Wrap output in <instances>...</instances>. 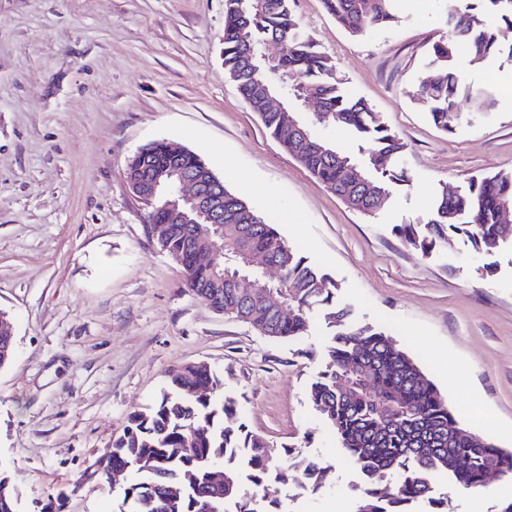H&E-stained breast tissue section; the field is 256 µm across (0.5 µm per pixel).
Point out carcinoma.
Masks as SVG:
<instances>
[{
    "instance_id": "1",
    "label": "carcinoma",
    "mask_w": 512,
    "mask_h": 512,
    "mask_svg": "<svg viewBox=\"0 0 512 512\" xmlns=\"http://www.w3.org/2000/svg\"><path fill=\"white\" fill-rule=\"evenodd\" d=\"M327 12L352 36L394 25V0H323ZM294 0H263L255 6L224 0V73L238 86L250 111L328 191L361 214L379 213L377 202L352 183L356 169L376 181L385 195L403 181L395 161L405 149L402 139L377 123L371 106L347 93L329 56L302 29ZM512 27V0H457L448 17V32L431 47V75L419 87V100L428 118L443 132L459 119L458 103L473 96L455 72L463 50L478 65L500 53L499 23ZM281 46L269 70H257L248 52L268 41ZM286 73L317 94L329 117L323 126L349 130L359 142L363 160L315 135L305 125L309 143L300 145L284 124L283 114L267 107L265 92L277 93L274 73ZM169 164L168 141L155 140L135 154L125 178L136 181L146 168ZM183 171L198 176L211 191H224V252H237L254 263L249 278L230 270L226 259L217 268L191 265L184 224L170 223V211L159 202L150 224L168 225L157 242L173 259L183 258L189 271L185 284L224 296V308L259 328L273 341H291L307 333L311 314L325 306L331 340L325 366L309 388L308 397L322 421L336 435L339 450L363 475L364 491L355 512H409L412 503H431L437 486L481 488L487 467L512 478V451L473 432L455 436L461 427L447 399L413 358L385 331L355 325L349 312L336 308V283L291 248L264 216L231 191L197 154L184 151ZM512 201V172L471 177L457 195L443 188L432 214L420 224H397L393 232L424 255L453 235L467 238L487 259L481 272L496 267L493 258L512 244V227L500 223L496 200ZM280 272L276 283L264 284L263 266ZM224 276H219V273ZM294 314L283 316L281 307ZM354 380L350 391L344 383ZM403 402L384 415L377 404L393 395ZM108 464L126 466L139 480L124 489L121 512H287L270 496L268 483H290L304 490L323 486L326 467L299 448H281L253 433L242 420L236 397L224 394V378L207 365L185 364L171 369L160 399L129 417L122 435L105 450ZM465 460L457 469L455 460ZM224 471V484L215 471ZM250 485L252 491L244 489ZM0 512H17L14 487L0 473Z\"/></svg>"
}]
</instances>
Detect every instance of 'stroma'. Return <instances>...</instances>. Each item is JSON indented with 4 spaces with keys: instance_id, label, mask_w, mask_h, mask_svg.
<instances>
[{
    "instance_id": "35a3bbf8",
    "label": "stroma",
    "mask_w": 512,
    "mask_h": 512,
    "mask_svg": "<svg viewBox=\"0 0 512 512\" xmlns=\"http://www.w3.org/2000/svg\"><path fill=\"white\" fill-rule=\"evenodd\" d=\"M304 30L352 96L406 144L405 182L367 217L324 188L251 112L224 75V0H0V310L16 353L0 368V471L21 512L58 492L65 512H120L131 474L100 484L86 468L154 403L170 368L204 362L244 421L327 468L317 493L272 485L287 512H354L363 484L308 400L329 340L322 312L304 336L272 341L215 312L159 250L125 182L158 139L198 154L337 284L351 320L386 330L466 424L512 449V248L480 275L463 237L428 256L392 231L423 222L437 192L512 172V75L502 54L456 71L488 104L464 100L443 133L417 100L448 0H397L389 29L349 36L322 0H295ZM278 206H269L265 189ZM298 215L282 221L283 211Z\"/></svg>"
}]
</instances>
